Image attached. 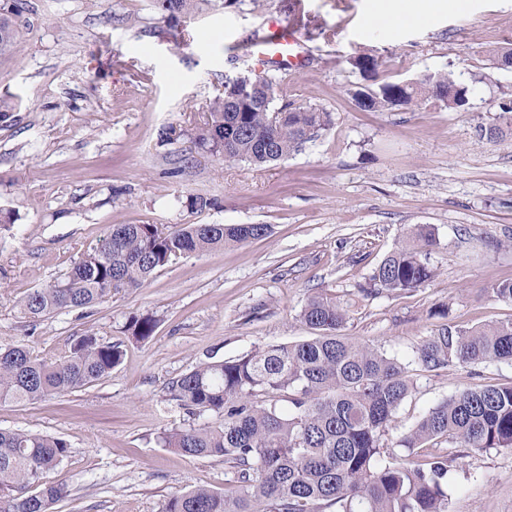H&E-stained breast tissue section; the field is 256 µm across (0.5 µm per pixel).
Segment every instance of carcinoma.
Segmentation results:
<instances>
[{"label": "carcinoma", "mask_w": 512, "mask_h": 512, "mask_svg": "<svg viewBox=\"0 0 512 512\" xmlns=\"http://www.w3.org/2000/svg\"><path fill=\"white\" fill-rule=\"evenodd\" d=\"M203 0H157L174 23ZM27 0L0 11V56L16 48ZM283 79L231 80L206 104L196 144L229 162L257 166L282 161L332 125L318 106L273 110ZM457 89L444 98L440 89ZM470 89L445 71L413 82L360 88L354 98L366 112H383L434 98L450 110L469 104ZM269 224H112L69 270L45 288L27 293L21 310L33 319L61 309H87L122 288H139L160 268L182 257L270 236ZM426 225L389 252L361 288L366 297L414 291L436 275L428 255L436 247ZM352 304L316 293L300 310L311 336L271 345L240 358L201 364L171 385L187 413L213 412L217 425L173 429L160 443L184 456L222 457L238 473V487L218 492L198 486L170 497L161 512H448V458L443 443L475 450L512 449V384L463 389L431 407L395 442L426 448L393 455L385 437L415 390L407 366L377 347L344 334ZM156 320L133 318L129 335L152 336ZM124 356L122 343L93 332L77 337L63 354L41 357L24 346H0V403H34L108 376ZM491 362L512 364V318L447 327L412 350L423 372ZM68 455L66 441L34 432L0 429V512H48L69 495L51 481Z\"/></svg>", "instance_id": "carcinoma-1"}]
</instances>
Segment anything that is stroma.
<instances>
[{"mask_svg": "<svg viewBox=\"0 0 512 512\" xmlns=\"http://www.w3.org/2000/svg\"><path fill=\"white\" fill-rule=\"evenodd\" d=\"M28 25L0 57V343L43 357L85 332L123 343L125 357L90 385L33 404L0 405V429L64 439L49 478L70 494L51 512H160L175 494L234 489L223 458L161 447V433L215 422L180 409L168 387L203 361H228L309 336L298 317L325 290L351 299L347 335L397 358L434 331L512 318L489 293L512 278V135L492 139L512 70L491 52L512 45V0H440L435 20L386 25L402 0H300L306 61L288 73L275 108L316 105L329 130L287 160L257 167L195 148L205 105L228 74L257 75L242 47L291 0H208L170 25L155 0H29ZM190 44L173 45L174 29ZM368 52L376 82L448 69L470 86L465 109L436 99L362 111ZM207 207L196 206V199ZM112 224H268L271 236L182 258L139 288L34 321L18 306L51 284ZM417 225L434 230L423 288L363 297L383 257ZM446 306L447 316L434 315ZM157 327L128 335L131 317ZM512 383V364L454 367L419 377L396 414V439L458 390ZM449 512H512V450L448 446Z\"/></svg>", "mask_w": 512, "mask_h": 512, "instance_id": "1", "label": "stroma"}]
</instances>
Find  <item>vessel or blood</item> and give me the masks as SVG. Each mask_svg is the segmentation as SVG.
I'll return each mask as SVG.
<instances>
[{"label": "vessel or blood", "instance_id": "b4317fda", "mask_svg": "<svg viewBox=\"0 0 512 512\" xmlns=\"http://www.w3.org/2000/svg\"><path fill=\"white\" fill-rule=\"evenodd\" d=\"M305 40L295 23L272 19L246 44L245 50L269 69L292 71L301 62Z\"/></svg>", "mask_w": 512, "mask_h": 512}]
</instances>
